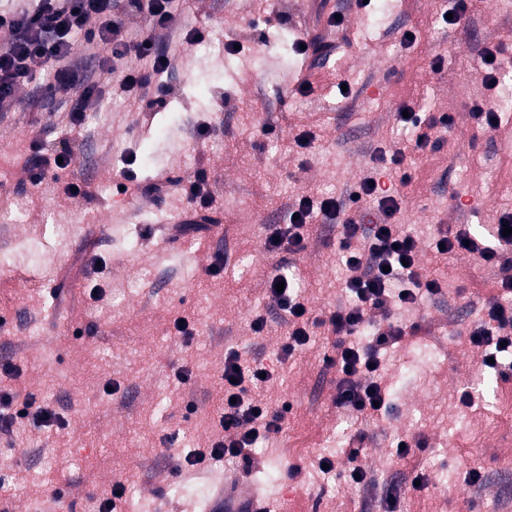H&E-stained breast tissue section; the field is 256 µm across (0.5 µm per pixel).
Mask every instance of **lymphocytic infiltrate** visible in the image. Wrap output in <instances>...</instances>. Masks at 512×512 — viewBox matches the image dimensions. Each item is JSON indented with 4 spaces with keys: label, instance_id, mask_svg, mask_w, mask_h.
<instances>
[{
    "label": "lymphocytic infiltrate",
    "instance_id": "lymphocytic-infiltrate-1",
    "mask_svg": "<svg viewBox=\"0 0 512 512\" xmlns=\"http://www.w3.org/2000/svg\"><path fill=\"white\" fill-rule=\"evenodd\" d=\"M131 4L142 10L143 35L137 40L123 22L114 19L117 0H30L26 7L1 13L0 29L7 30L10 38L0 44V112L19 108L18 89L49 74L54 94L75 97L71 121L80 125L83 112L99 103L104 88L69 62L78 33L86 34L95 47L100 71L108 73L128 58L139 59V66L126 69L120 83L132 110L162 107L163 98L150 97L149 89L156 76L171 66L162 34L175 28L178 18L171 0H131ZM453 122L447 112H409L404 123L412 135L406 147L377 148L372 170L348 198L298 197L288 208L287 223L275 225L264 241L269 254L297 253L306 247L310 224L340 226L339 253L347 270L344 287L352 303L314 315L301 297L298 282L284 269L269 279L267 296L285 315L288 339L281 347L282 358L307 346L314 327H326L333 336V352L324 362L337 372L335 402L358 420L385 415L391 408L380 352L400 343L406 334L405 326L393 322L394 311L414 307L440 290L438 281L418 266L417 240L398 224L397 215L412 180L404 167L407 153L438 148V141L431 138L433 130ZM366 199L372 201V208L365 219L355 220L352 208ZM507 226L512 228L508 212L494 225L493 242L486 246L467 231L440 230L435 252L448 255L466 249L484 262H497L501 245L512 244V235L502 234ZM469 341L492 358V370H499L502 357L512 354V306L490 302ZM267 372L263 364L244 361L237 350L226 352L224 393L214 409L217 434L208 448L186 455L188 465L224 458L246 468L253 465L252 450L258 440L281 432L291 410L290 404L274 409L264 401ZM29 424L51 436L61 435L67 427L65 417L39 402L36 394L21 397L0 390V434L14 435Z\"/></svg>",
    "mask_w": 512,
    "mask_h": 512
}]
</instances>
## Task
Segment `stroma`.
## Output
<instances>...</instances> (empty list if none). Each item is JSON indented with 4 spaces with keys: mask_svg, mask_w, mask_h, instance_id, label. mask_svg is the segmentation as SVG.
<instances>
[{
    "mask_svg": "<svg viewBox=\"0 0 512 512\" xmlns=\"http://www.w3.org/2000/svg\"><path fill=\"white\" fill-rule=\"evenodd\" d=\"M317 2L173 0L179 26L165 37L173 66L157 79L164 108L129 110L117 68L101 75L112 89L80 127L59 101L0 114V215L23 212L21 222H0V254L12 257L0 271V315L9 320L0 357L20 364L27 389L69 422L55 441L34 427L19 446L0 437V465L13 476L0 512H62L64 501L84 512L118 481L127 484L119 512H204L206 499L175 495L173 485L213 491L226 481L259 484L271 512H383L391 492L395 512H485L490 502L512 512V408L497 403L500 391L512 392V375L483 370L482 352L468 339L486 305L504 300L508 271L472 253L443 257L431 248L438 226L479 237L512 212V111L485 133L470 116L473 104L501 101L512 88V71L493 90L479 77L484 48L501 47L512 59V0H473L454 25L442 19L450 0H388L380 22L356 0H330L350 42L308 73L312 90L301 93L291 79L302 57L273 38L286 31L298 42ZM201 27L208 37L186 44L185 33ZM408 31L416 41L406 47ZM230 43L241 52L224 54ZM404 105L454 117L439 149L408 154L412 182L399 215L441 291L405 313L417 331L384 356L388 416L360 423L334 403L336 370L323 363L327 331L314 328L304 349L279 362L286 326L266 294L276 261L263 241L266 225L284 223L301 195L348 197L375 148L404 140L395 120ZM205 120L216 131L203 140L196 128ZM302 131L316 136L306 151L293 143ZM35 140L47 155L73 148L75 162L20 190ZM201 168L216 197L214 222L202 239L172 241L169 227L186 206L178 182ZM127 171L140 182L172 181L159 200L117 195ZM83 181L90 200L66 195L67 183ZM337 242L336 225L317 223L305 249L285 257L317 312L349 301ZM216 251L229 257L221 278L206 274ZM94 285L101 299H90ZM181 314L195 327L187 345L172 326ZM258 315L266 320L259 334L251 329ZM231 348L272 369L264 398L292 409L282 432L257 445L250 469L231 459L187 465L185 455L215 434L213 405ZM183 365L192 375L181 384L175 371ZM479 375L481 396L463 406L461 390ZM299 438L305 451L292 449ZM402 438L416 443L404 458L396 454ZM356 445L368 478L353 486L345 475ZM324 457L332 471L320 468ZM295 465L301 472L293 476ZM269 468L275 479L257 483ZM471 469L481 472L479 484L465 482ZM417 472L428 480L419 491L405 484Z\"/></svg>",
    "mask_w": 512,
    "mask_h": 512,
    "instance_id": "35a3bbf8",
    "label": "stroma"
}]
</instances>
